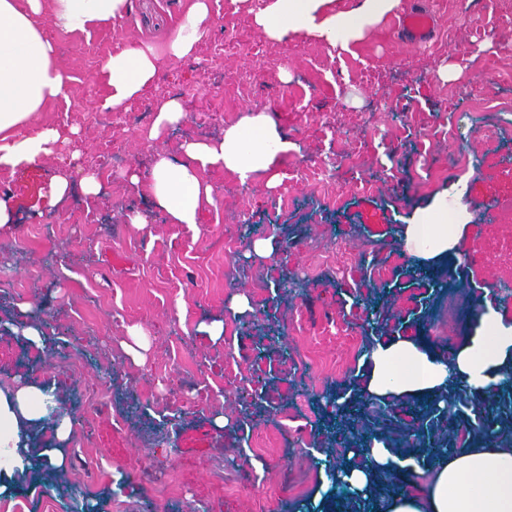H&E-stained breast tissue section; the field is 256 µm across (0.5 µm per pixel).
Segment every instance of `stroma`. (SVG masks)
I'll return each mask as SVG.
<instances>
[{
    "instance_id": "obj_1",
    "label": "stroma",
    "mask_w": 512,
    "mask_h": 512,
    "mask_svg": "<svg viewBox=\"0 0 512 512\" xmlns=\"http://www.w3.org/2000/svg\"><path fill=\"white\" fill-rule=\"evenodd\" d=\"M187 0H135L124 20L92 34L50 28L70 80L63 97L37 112L23 133L78 128L56 154L35 165L0 171V195L14 230L0 235V318L19 301L39 305L51 329L44 349L0 333V386L22 378L54 385L78 418L63 474H45L0 498V512H195L217 501L220 512H307L309 495L343 449L333 441L330 398L355 390L370 337H414L441 354L468 336L484 290L512 277V0H425L436 20L430 42L412 46L392 36L394 19L370 31L356 54L304 36L269 40L253 23L248 0H212L210 34L184 60L161 59L159 77L128 107L130 124L91 120L105 91L95 76L129 41L159 45ZM455 65L453 78L440 76ZM237 116L266 110L298 149L284 160L285 178L241 184L228 171L209 179L214 204L198 228L169 224L149 194L128 189L120 174L109 197H69L50 206L55 176L79 181L101 155L148 168L151 149L139 133L171 97L209 123H184L163 143L170 154L186 139L219 136L227 122L214 109L224 93ZM353 155L336 172L332 194L298 171L330 151ZM440 170L429 178L428 169ZM447 194L468 229L458 258L424 275L399 250L401 227L433 197ZM149 213L138 230L124 215ZM252 225L275 236L269 259L224 251L226 225ZM125 254L121 268L112 253ZM385 269L374 277L371 268ZM262 273L263 299L239 319L234 375L224 372V344L196 324L228 315L234 295L251 293ZM296 276L305 283L285 292ZM456 293V319L448 295ZM190 318L180 340L197 358L194 377L173 371L169 341L175 322ZM151 346L139 366L121 348L130 327ZM117 370L97 409L85 401L103 368ZM449 409L434 433L478 425L465 387H448ZM364 433L385 425L418 433L421 422L400 406L365 404ZM224 415V428L212 419ZM175 477L180 497L164 490Z\"/></svg>"
}]
</instances>
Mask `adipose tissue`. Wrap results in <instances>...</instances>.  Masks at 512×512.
Here are the masks:
<instances>
[{
	"instance_id": "1",
	"label": "adipose tissue",
	"mask_w": 512,
	"mask_h": 512,
	"mask_svg": "<svg viewBox=\"0 0 512 512\" xmlns=\"http://www.w3.org/2000/svg\"><path fill=\"white\" fill-rule=\"evenodd\" d=\"M400 5L401 0H357L344 9L337 0H258L251 13L271 40L301 35L350 53L369 28L396 13ZM132 9L133 0H0V169L35 164L68 137L56 127L33 136L18 134L36 112L63 94L68 80L45 36V18L64 30L90 32L124 18ZM211 24V0H189L164 52L133 42L112 53L97 73L106 91L105 108L122 111L149 90L158 78L161 57H190ZM187 116L180 98L165 100L141 134L156 147L151 166L144 171L133 164L122 173L129 187L147 189L168 223L197 226L202 206L214 197L210 172H231L243 184L261 177L270 190L281 185L282 158L294 145L268 112L249 113L225 127L220 137L184 140L176 160L157 144ZM466 230V225L449 223L448 198L442 195L404 225L401 242L405 253L431 272L446 261ZM363 367L360 390L371 397L420 403L452 382L463 383L472 393H489L512 373V319L487 301L471 335L449 357L402 336L376 337L363 356ZM55 404L51 390L20 380L0 389V496L36 465L67 469V447L75 431L71 416H63L56 426L57 446H42L30 436ZM367 445L361 454L348 451L337 474L358 493L368 491L383 474L419 468L413 456L393 453L382 439L369 437ZM429 469L432 477L421 495L398 487L384 497L378 512H512L511 438L465 443L451 454L432 458Z\"/></svg>"
}]
</instances>
